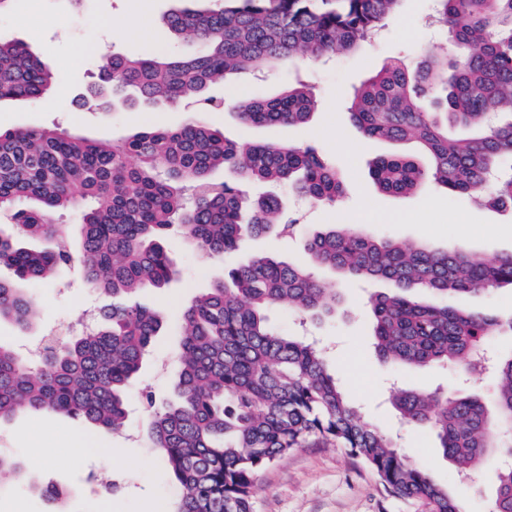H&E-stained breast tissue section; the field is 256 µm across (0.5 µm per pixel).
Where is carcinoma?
<instances>
[{
	"label": "carcinoma",
	"instance_id": "cac0c4a2",
	"mask_svg": "<svg viewBox=\"0 0 512 512\" xmlns=\"http://www.w3.org/2000/svg\"><path fill=\"white\" fill-rule=\"evenodd\" d=\"M207 9L168 15L177 37H192L189 56L127 57L98 65L100 99L120 102L128 89L147 103L216 107L206 87L228 75L285 62L319 63L371 45L404 0H215ZM434 20L448 53L413 64L395 58L354 88L347 109L367 138L412 141L428 157H378L369 173L378 190L403 196L426 183L493 207L512 209V0H434ZM54 84L50 70L19 42L0 40V101L36 100ZM317 98L296 80L277 96L234 105L246 125L307 122ZM233 167L239 179H210ZM288 185L316 205L344 192L334 165L312 147L286 142L241 144L194 119L177 128H147L117 142L52 128L0 133V209L12 231L0 232V321L26 328L36 304L24 285L72 260L73 230L54 214L85 203L78 234L87 282L112 296L101 324L52 346L38 361L0 343V419L22 411L68 416L108 432L124 428L127 388L163 327V314L130 297L162 289L175 274L164 241L231 256L271 233L292 234L298 220L273 195L252 198L245 183ZM25 239H46L34 250ZM309 266L253 253L224 280L195 296L181 317L173 398L148 397L152 447L173 472L175 512H253L254 477L310 443L343 448L384 488L423 500L430 512H463L448 487L405 459L392 437L351 403L323 351L273 327L278 306L312 320L336 316L341 296L312 272L322 267L353 279L387 281L369 298L375 351L399 370L454 365L479 373L478 351L503 324L448 303V297L512 286V254L488 262L465 247L439 251L425 242L378 238L345 224L302 237ZM498 384L487 403L475 393L396 389L391 403L409 425H427L457 476L512 455L494 431L512 428V356L494 359ZM21 462L0 453V488L23 477ZM492 512H512V468L493 471Z\"/></svg>",
	"mask_w": 512,
	"mask_h": 512
}]
</instances>
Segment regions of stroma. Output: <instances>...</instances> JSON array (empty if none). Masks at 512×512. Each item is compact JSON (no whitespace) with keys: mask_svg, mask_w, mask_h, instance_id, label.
<instances>
[{"mask_svg":"<svg viewBox=\"0 0 512 512\" xmlns=\"http://www.w3.org/2000/svg\"><path fill=\"white\" fill-rule=\"evenodd\" d=\"M131 2L15 0L12 12L0 16V39L28 44L54 73L56 82L47 99L1 102L0 129L57 128L118 141L145 125L174 128L184 124L193 114L192 108L184 105H118L107 111L93 104L81 109L73 105L74 97L95 81L101 53L141 57L159 51L193 50L191 38L174 39L164 22L168 13L179 8V0H148L146 10L133 19L136 33L124 37L111 33L110 25L128 18ZM431 13V0H405L399 11L403 24L387 20L372 46L308 72L306 78L318 100L308 125L247 127L232 108L233 101L242 96L276 95L293 76L288 68L212 85L207 94L220 108L207 113L205 119L223 129L226 137L243 144L285 141L312 145L335 160L346 185L337 205L300 202L287 188L276 189L288 212L305 229L324 224L356 225L382 236L422 240L440 250L464 246L493 261L512 254V212L448 195L431 183L402 197L379 192L369 177L371 161L393 153L414 155L418 149L412 143L364 139L343 105L354 87L387 61L412 59L422 46L440 52L446 39L430 26ZM166 248L176 260V278L166 288L141 292L137 300L143 306L163 310L167 324L128 387L129 414L124 429L112 434L66 416L35 411L0 421V452L16 456L36 482L32 488L12 484L1 489L0 512H53V503L37 491L41 485L67 490L68 512H171L176 505L179 488L150 446L144 396L150 393L159 401L170 397L177 372L179 316L192 297L223 279L225 267L234 260L190 250L175 237L167 241ZM318 276L339 288L342 303L335 318L304 329L326 349L350 400L362 408L366 420L397 436L400 453L409 461L424 464L433 479L446 485L462 503L465 512H489L490 480L486 472L458 479L452 462L437 450L432 433L424 427H405L385 398L395 378L408 388L456 391L460 387L457 369L444 365L427 372L394 374L371 347V330L363 309L368 295L386 290V283L359 285L325 270ZM30 289L40 310L38 320L27 328L0 321V342L24 357L45 337L70 338L88 311L101 310L111 302L86 282L76 261L59 267L49 279L32 283ZM270 318L289 335L304 330L286 309L273 310ZM77 436L93 440V447L71 452L70 442ZM113 448L122 449L120 458L110 457ZM254 512H428V508L423 501L388 493L376 474L344 449L309 446L293 450L257 474Z\"/></svg>","mask_w":512,"mask_h":512,"instance_id":"stroma-1","label":"stroma"}]
</instances>
